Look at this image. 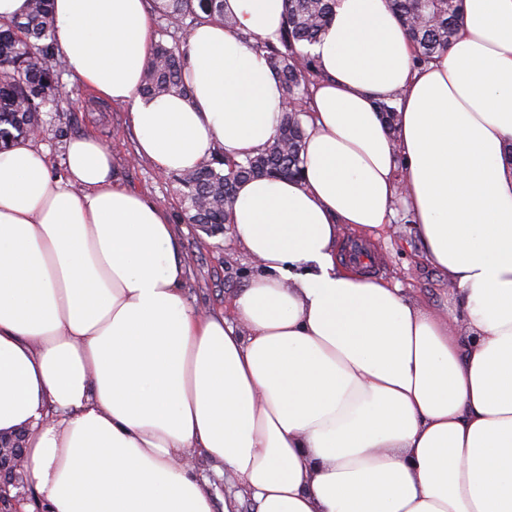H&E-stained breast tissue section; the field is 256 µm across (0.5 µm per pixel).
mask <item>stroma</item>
Wrapping results in <instances>:
<instances>
[{
	"label": "stroma",
	"mask_w": 512,
	"mask_h": 512,
	"mask_svg": "<svg viewBox=\"0 0 512 512\" xmlns=\"http://www.w3.org/2000/svg\"><path fill=\"white\" fill-rule=\"evenodd\" d=\"M88 132L111 150L113 165L125 187L169 208L186 262L184 291L188 303L199 309L226 308L259 274L256 262L231 234L211 237L187 222L176 174L160 173L149 160L138 156L137 133L124 108L107 104L78 80L63 76L59 106L45 115L38 139L50 152L54 176L64 173L67 141ZM357 249L373 256L372 262L360 267V274L400 282L411 299L444 311L454 310L453 291L446 276L422 257L421 243L405 213H398L391 229L378 237L364 238L356 230H345L338 243V257L347 259Z\"/></svg>",
	"instance_id": "stroma-1"
}]
</instances>
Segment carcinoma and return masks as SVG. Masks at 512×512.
I'll return each mask as SVG.
<instances>
[{
	"label": "carcinoma",
	"instance_id": "1",
	"mask_svg": "<svg viewBox=\"0 0 512 512\" xmlns=\"http://www.w3.org/2000/svg\"><path fill=\"white\" fill-rule=\"evenodd\" d=\"M166 27L179 29L190 20L231 23L224 0H153ZM336 0H286V21L279 44H265L269 65L279 79L284 98L293 106L283 110L273 142L254 156L233 160L216 152L197 169L180 174L186 217L212 236L224 234L231 223L237 184L253 177L295 178L301 173L305 130L299 107L321 78L314 57L303 51L315 43L331 20ZM406 26L418 59L425 61L448 51L462 16V0H388ZM185 50L156 46L141 93L185 92L182 69ZM66 67L56 47L52 0H31L24 17L0 19V150L32 138L41 127L44 109L53 104Z\"/></svg>",
	"mask_w": 512,
	"mask_h": 512
}]
</instances>
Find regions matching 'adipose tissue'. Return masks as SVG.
Here are the masks:
<instances>
[{
    "instance_id": "adipose-tissue-1",
    "label": "adipose tissue",
    "mask_w": 512,
    "mask_h": 512,
    "mask_svg": "<svg viewBox=\"0 0 512 512\" xmlns=\"http://www.w3.org/2000/svg\"><path fill=\"white\" fill-rule=\"evenodd\" d=\"M187 37V95L138 87L145 0H54L66 69L124 107L168 174L273 140L263 44L285 0H224ZM303 176L238 184L237 243L262 269L229 312L185 299L166 207L123 188L90 133L0 151V432L26 429L43 512H512V0H464L419 64L387 0H336L310 46ZM393 102L387 124L382 102ZM411 213L460 316L336 265L343 229ZM214 464L203 460L200 463V474L209 482V488L213 496V511L224 512V496L228 495V485L224 484V476L214 469Z\"/></svg>"
}]
</instances>
